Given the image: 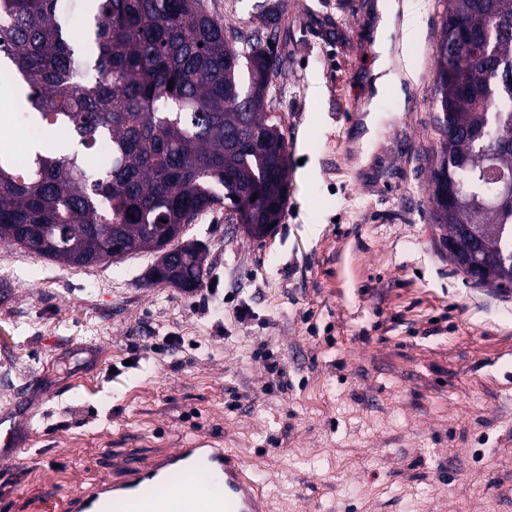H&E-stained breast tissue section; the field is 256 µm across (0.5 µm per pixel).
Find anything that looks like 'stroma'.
<instances>
[{
    "mask_svg": "<svg viewBox=\"0 0 512 512\" xmlns=\"http://www.w3.org/2000/svg\"><path fill=\"white\" fill-rule=\"evenodd\" d=\"M267 2L203 0L287 60L273 233L204 211L182 236L207 254L192 292L146 286L151 251L73 268L0 244V409L46 395L0 465V512H57L85 480L200 439L242 458L269 512H512V296L456 273L431 219L446 0H420L410 46L379 0H284L271 26ZM383 23L400 78L381 91ZM43 137L0 120L16 154Z\"/></svg>",
    "mask_w": 512,
    "mask_h": 512,
    "instance_id": "1",
    "label": "stroma"
}]
</instances>
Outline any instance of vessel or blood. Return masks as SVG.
<instances>
[{"instance_id": "vessel-or-blood-1", "label": "vessel or blood", "mask_w": 512, "mask_h": 512, "mask_svg": "<svg viewBox=\"0 0 512 512\" xmlns=\"http://www.w3.org/2000/svg\"><path fill=\"white\" fill-rule=\"evenodd\" d=\"M35 404V399L24 392L0 412L1 463L15 460L27 440ZM187 473L200 476L201 487L172 495L177 477ZM145 500L151 503L152 512H267V504L247 477L242 459L204 442L126 468L118 478L83 485L65 500L62 512H134Z\"/></svg>"}]
</instances>
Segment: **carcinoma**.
Listing matches in <instances>:
<instances>
[{
  "instance_id": "carcinoma-1",
  "label": "carcinoma",
  "mask_w": 512,
  "mask_h": 512,
  "mask_svg": "<svg viewBox=\"0 0 512 512\" xmlns=\"http://www.w3.org/2000/svg\"><path fill=\"white\" fill-rule=\"evenodd\" d=\"M489 31L485 48L459 41L461 29ZM0 60L14 68L32 118L62 130L54 151L36 148L20 164L0 143V242L71 267L109 260L112 246L158 254L173 226L224 204L249 237L279 222L288 155L267 104L283 58L258 38L224 29L202 0H87L81 34L71 36L59 0H0ZM512 0H447L434 103L431 158L434 223L453 240L448 260L468 274L465 231L506 260L478 285L512 291V205L488 211L440 195L453 175L480 192V167L512 172ZM486 132L480 140L469 129ZM101 142L106 165L91 157ZM202 253H188L177 285L198 287Z\"/></svg>"
}]
</instances>
